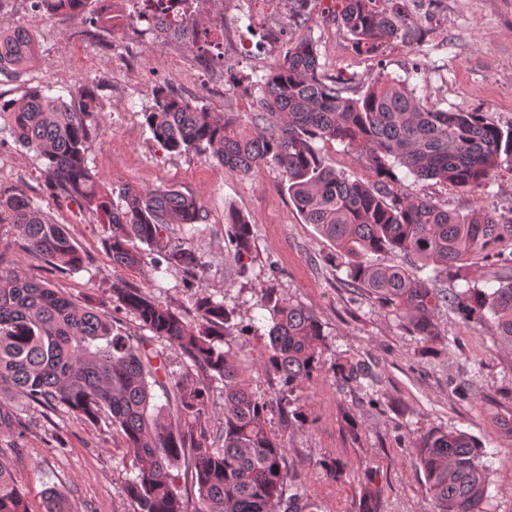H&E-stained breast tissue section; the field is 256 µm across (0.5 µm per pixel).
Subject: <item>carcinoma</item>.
Wrapping results in <instances>:
<instances>
[{
  "label": "carcinoma",
  "mask_w": 512,
  "mask_h": 512,
  "mask_svg": "<svg viewBox=\"0 0 512 512\" xmlns=\"http://www.w3.org/2000/svg\"><path fill=\"white\" fill-rule=\"evenodd\" d=\"M342 0L339 19L353 46L372 54L419 31L399 0ZM48 15L81 13L87 0H35ZM129 23L153 24L163 0H138ZM34 58L31 35L0 33V61L22 68ZM316 46L308 36L288 43L284 55L255 82L260 111L254 130L241 127L235 112H213L174 89H151L144 113L153 139L165 150L204 153L224 168L248 174L276 166L290 200L308 224L340 248L347 285L364 289L380 306L407 319L425 349L443 340L438 316L454 310L468 322L484 323L512 346V215L481 207L459 215L418 195L399 196L404 167L417 179H436L475 192L504 166L512 168V129L485 112H448L424 105L408 81L374 78L357 98L318 73ZM66 102L29 88L18 98L0 95V121L15 140L44 160L42 176L60 204L76 205L102 225L112 265L137 269L142 246L157 253L156 263L194 273L203 267L188 245H171L175 224H197L199 202L177 190L142 191L125 186L119 202L89 164L96 128L90 123L95 92L84 87ZM339 142L364 158L376 183L368 185L325 164L315 142ZM0 224H11L17 245L60 273L84 267L83 251L65 225L50 221L27 195L0 190ZM232 258L247 269L252 259V223L229 209L224 213ZM389 253L433 266L421 278L399 263L378 264L370 255ZM497 268L481 286L435 288L445 276L464 281L473 261ZM111 296L87 294L76 302L51 283L20 276L0 261V435L19 434L15 401L47 410L66 409L75 418H104L122 431L134 477L123 493L138 512H187L179 493L180 467L191 473L197 498L193 512H314L299 492L286 494L294 476L287 465L284 435L268 428L271 406L241 379L237 354L224 348L234 328L231 313L201 292L195 316L170 306L120 279ZM133 315L143 327L183 355L208 383L168 372L158 355L118 329L107 304ZM257 305L269 315L264 364L282 382V414L305 425L304 385L319 374L327 349L322 323L297 300L261 288ZM336 380L359 384L367 378L353 360L336 363ZM224 385L223 445L210 442L206 422L210 383ZM176 402L174 416L154 402L153 388ZM484 452L463 430L430 431L416 443V460L433 494L437 512H487ZM378 489L363 488L362 512H377ZM44 512H76L65 493L45 492ZM0 512H29L9 464L0 458Z\"/></svg>",
  "instance_id": "carcinoma-1"
}]
</instances>
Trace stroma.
I'll return each instance as SVG.
<instances>
[{
  "instance_id": "35a3bbf8",
  "label": "stroma",
  "mask_w": 512,
  "mask_h": 512,
  "mask_svg": "<svg viewBox=\"0 0 512 512\" xmlns=\"http://www.w3.org/2000/svg\"><path fill=\"white\" fill-rule=\"evenodd\" d=\"M340 3L310 0L304 26L295 27L288 23L286 0H241L233 11L215 0L214 11L224 14V58L207 64L189 35L160 43L144 22L92 30L99 0H90L78 16H47L32 11L28 0H0V30L24 29L38 45L33 63L0 71V94L17 97L38 86L66 97L78 87H95L99 104L92 118L97 135L91 166L116 190L171 188L199 201L202 220L174 225L170 239L193 246L204 270L193 276L158 269L149 250L136 271L113 266L101 225L58 208L41 176L42 159L5 130H0V187L33 198L65 224L86 261L78 273L59 274L20 250L8 224H0V256L23 275L50 281L76 299L108 295L121 278L191 316L200 289H207L232 313L238 331L230 342L246 355V384L270 399L278 396L280 384L263 363L264 340L252 325L260 315V287H275L316 313L329 346L319 376L306 385L307 424L290 425L276 410L269 415L271 430L287 436L294 483L317 512H362V488L371 478L380 490V512H433L413 444L426 432L456 429L470 433L490 455V512H512V347L491 336L487 326L445 310L438 321L446 340L434 353L422 354L405 319L347 286L336 246L304 221L276 167L233 174L207 155L163 149L145 124L150 91L160 81L199 105L250 118L256 96L247 77L265 74L288 40L305 34L316 44L321 75L344 83L348 96L358 97L383 73L416 85L429 106L486 112L501 128H512V0H406V12L422 21L421 38L375 54L355 50L337 16ZM397 174L404 192L462 215L477 205L512 211L507 170L474 194L433 179L414 181L402 168ZM231 207L253 222L255 251L244 276L229 256L225 235L224 212ZM114 318L134 342L162 353L169 372L185 371L183 357L133 315L118 312ZM340 358L362 362L368 379L359 386L339 385L333 367ZM17 412L24 435L0 436V454L30 512H43L44 492L51 486L66 491L77 512H136L122 492L133 471L121 431L27 402L19 403ZM334 458L349 463L346 477L333 478L326 470L325 461Z\"/></svg>"
}]
</instances>
